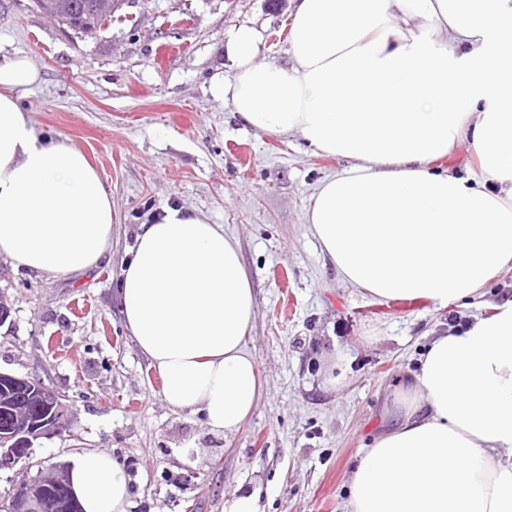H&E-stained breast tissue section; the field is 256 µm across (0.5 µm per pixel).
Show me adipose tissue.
<instances>
[{
	"label": "adipose tissue",
	"instance_id": "1",
	"mask_svg": "<svg viewBox=\"0 0 512 512\" xmlns=\"http://www.w3.org/2000/svg\"><path fill=\"white\" fill-rule=\"evenodd\" d=\"M286 64L258 61L259 33L229 34L230 100L244 126L300 134L347 159L305 220L337 273L371 299L445 307L479 298L512 264V0H294ZM28 56H0V257L65 276L112 245V191L68 141L47 142L13 97L38 83ZM479 174L437 161L460 145ZM120 310L174 411L231 433L260 394L244 338L254 295L237 243L183 207L140 225ZM83 512H132L122 462L79 454ZM347 512H512V300L435 337L398 415L351 477Z\"/></svg>",
	"mask_w": 512,
	"mask_h": 512
}]
</instances>
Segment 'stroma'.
<instances>
[{"label": "stroma", "instance_id": "1", "mask_svg": "<svg viewBox=\"0 0 512 512\" xmlns=\"http://www.w3.org/2000/svg\"><path fill=\"white\" fill-rule=\"evenodd\" d=\"M290 4L130 0L80 38L33 0H0V54L27 55L41 75L18 89L21 109L39 137L84 151L116 211L112 248L91 269L53 276L0 258V372L63 395L73 431L36 441L34 469H1L0 501L37 468L101 450L125 464L134 512H224L239 490L262 512H345L351 474L432 334L477 315L468 302L379 303L345 283L305 212L346 160L247 128L211 96L214 74H234L224 43L236 28L260 33V60L286 63ZM168 206L223 225L254 291L245 342L262 389L231 434L164 402L120 314L122 263L139 225Z\"/></svg>", "mask_w": 512, "mask_h": 512}]
</instances>
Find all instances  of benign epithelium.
Segmentation results:
<instances>
[{
  "mask_svg": "<svg viewBox=\"0 0 512 512\" xmlns=\"http://www.w3.org/2000/svg\"><path fill=\"white\" fill-rule=\"evenodd\" d=\"M10 385V393L0 397V403L10 413L8 429L0 433V469L11 468L21 462L13 452L15 448H30L40 438H53L69 430L70 409L63 398L56 395L36 380L0 373V382ZM37 403L45 409L43 418L34 421L28 415V406ZM45 483L68 487L64 467L40 472ZM21 485L13 489L7 512H38V498L35 490L20 493Z\"/></svg>",
  "mask_w": 512,
  "mask_h": 512,
  "instance_id": "7a95c632",
  "label": "benign epithelium"
}]
</instances>
